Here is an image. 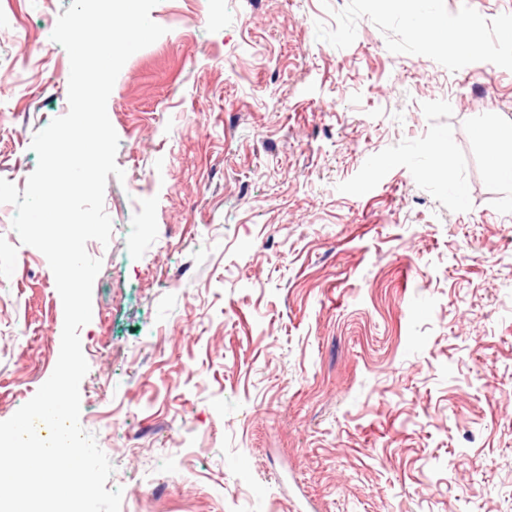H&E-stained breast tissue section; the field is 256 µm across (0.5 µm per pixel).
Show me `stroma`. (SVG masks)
I'll return each mask as SVG.
<instances>
[{
  "label": "stroma",
  "mask_w": 512,
  "mask_h": 512,
  "mask_svg": "<svg viewBox=\"0 0 512 512\" xmlns=\"http://www.w3.org/2000/svg\"><path fill=\"white\" fill-rule=\"evenodd\" d=\"M72 0H0V178L69 110ZM512 39V0H421ZM107 102L119 137L80 424L121 512H512V51L371 0H159ZM40 56H25L28 47ZM452 148L443 165L432 145ZM0 204V421L51 376L63 308ZM475 20L470 17H463L453 23L451 26L441 21L433 19L430 22H414L413 28L420 33L430 34L436 29L449 30L451 33V44L453 47L463 50L470 54L480 56L487 55V48L474 36ZM494 161L490 168V176L511 187L512 184V136L499 142L493 152Z\"/></svg>",
  "instance_id": "stroma-1"
}]
</instances>
